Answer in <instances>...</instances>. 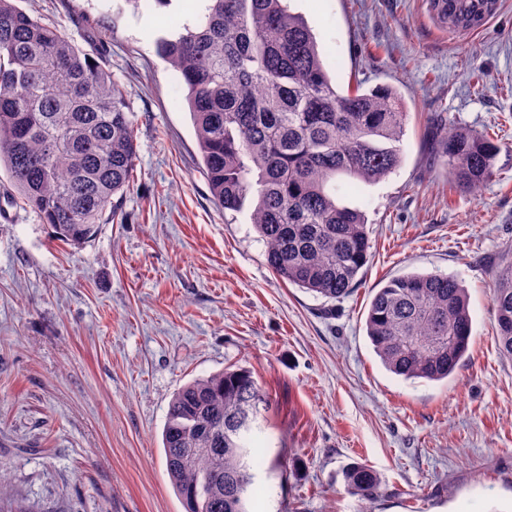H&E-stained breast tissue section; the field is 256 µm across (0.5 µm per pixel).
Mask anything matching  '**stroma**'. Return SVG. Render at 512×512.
Here are the masks:
<instances>
[{"mask_svg":"<svg viewBox=\"0 0 512 512\" xmlns=\"http://www.w3.org/2000/svg\"><path fill=\"white\" fill-rule=\"evenodd\" d=\"M19 6L76 38L87 18L105 32L139 151L133 188L80 248L9 204L0 169V466L13 498L33 512H184L162 448L169 402L193 378L245 367L267 398L250 512H512V361L491 303L512 255V0L466 36L425 0H292L340 91L386 84L408 113L395 172L338 182L339 203L366 213L372 257L333 304L280 280L247 214L211 198L179 76L156 50L205 0ZM434 114L495 141L477 194L450 189L434 162ZM413 272L468 291L470 357L444 381L387 371L366 335L373 294ZM356 462L380 478L367 505L343 482Z\"/></svg>","mask_w":512,"mask_h":512,"instance_id":"35a3bbf8","label":"stroma"}]
</instances>
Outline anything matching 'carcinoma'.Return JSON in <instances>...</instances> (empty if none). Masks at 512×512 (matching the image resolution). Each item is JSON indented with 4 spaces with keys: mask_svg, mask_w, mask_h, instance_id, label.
<instances>
[{
    "mask_svg": "<svg viewBox=\"0 0 512 512\" xmlns=\"http://www.w3.org/2000/svg\"><path fill=\"white\" fill-rule=\"evenodd\" d=\"M443 28L468 34L491 15L487 0H426ZM157 51L178 72L213 201L250 214L281 280L317 297L348 296L371 257L363 211L336 201V178L372 184L401 163L407 112L389 86L337 90L304 17L289 0H208L205 12ZM134 111L102 59L56 23L0 0V167L8 199L35 213L58 240L96 238L133 184ZM437 163L455 189L475 194L492 176L497 147L471 128L430 121ZM499 353L512 361V259L495 269ZM366 333L390 372L441 381L469 358L471 317L454 275L390 279L370 301ZM266 402L251 371L226 368L173 394L162 433L167 472L185 512H248L263 463L246 408ZM366 502L380 492L362 463L343 470Z\"/></svg>",
    "mask_w": 512,
    "mask_h": 512,
    "instance_id": "cac0c4a2",
    "label": "carcinoma"
}]
</instances>
